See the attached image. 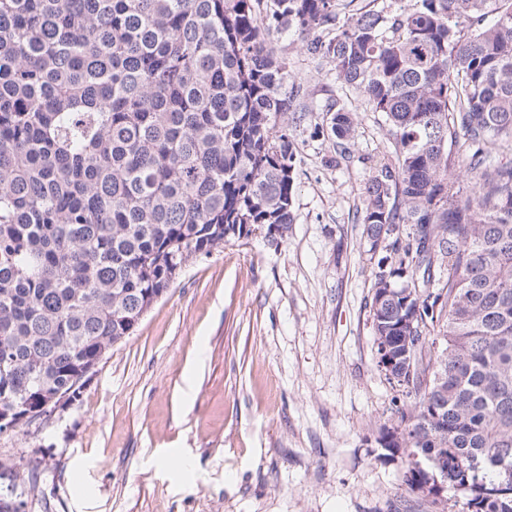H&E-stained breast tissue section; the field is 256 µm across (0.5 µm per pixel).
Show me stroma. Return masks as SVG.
<instances>
[{
    "mask_svg": "<svg viewBox=\"0 0 512 512\" xmlns=\"http://www.w3.org/2000/svg\"><path fill=\"white\" fill-rule=\"evenodd\" d=\"M273 45L305 88L293 224L190 256L76 401L0 434V489L25 512H430L377 442L399 389L377 366L360 216L387 129L294 36ZM341 96L357 127L335 164L318 130Z\"/></svg>",
    "mask_w": 512,
    "mask_h": 512,
    "instance_id": "1",
    "label": "stroma"
}]
</instances>
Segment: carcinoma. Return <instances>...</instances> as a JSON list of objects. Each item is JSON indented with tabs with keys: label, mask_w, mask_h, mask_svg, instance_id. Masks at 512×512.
Masks as SVG:
<instances>
[{
	"label": "carcinoma",
	"mask_w": 512,
	"mask_h": 512,
	"mask_svg": "<svg viewBox=\"0 0 512 512\" xmlns=\"http://www.w3.org/2000/svg\"><path fill=\"white\" fill-rule=\"evenodd\" d=\"M288 32L387 127L363 188L379 445L461 512H512V0H0V412L134 335L169 259L294 221ZM336 162L356 117L327 109ZM470 178V186L460 180Z\"/></svg>",
	"instance_id": "obj_1"
}]
</instances>
